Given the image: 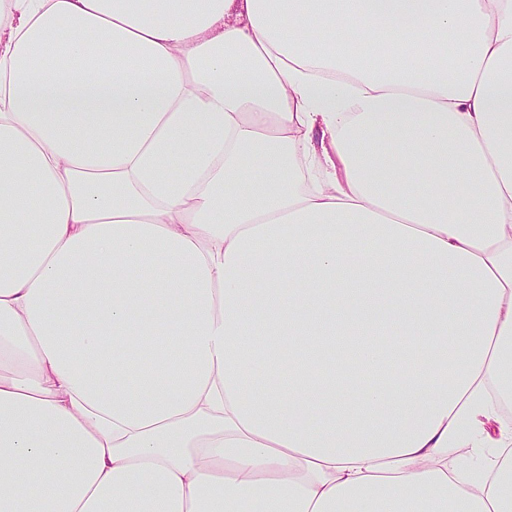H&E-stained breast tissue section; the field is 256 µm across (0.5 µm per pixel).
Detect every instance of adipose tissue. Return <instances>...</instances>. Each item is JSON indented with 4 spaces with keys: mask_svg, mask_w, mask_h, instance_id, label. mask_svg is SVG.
Wrapping results in <instances>:
<instances>
[{
    "mask_svg": "<svg viewBox=\"0 0 512 512\" xmlns=\"http://www.w3.org/2000/svg\"><path fill=\"white\" fill-rule=\"evenodd\" d=\"M249 507L512 512V0H0V512Z\"/></svg>",
    "mask_w": 512,
    "mask_h": 512,
    "instance_id": "ef3b65f1",
    "label": "adipose tissue"
}]
</instances>
